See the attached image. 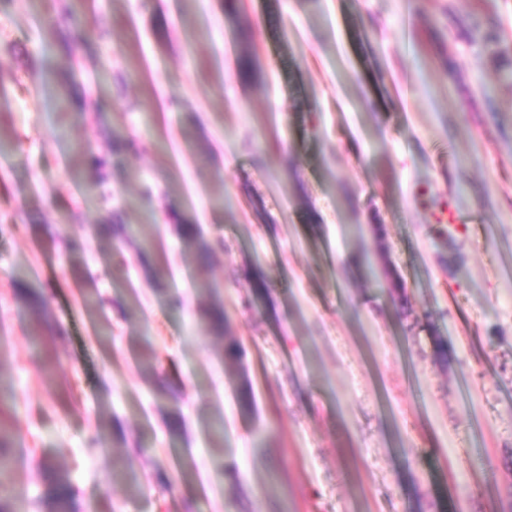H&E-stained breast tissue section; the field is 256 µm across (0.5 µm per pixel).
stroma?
<instances>
[{"label":"stroma","mask_w":512,"mask_h":512,"mask_svg":"<svg viewBox=\"0 0 512 512\" xmlns=\"http://www.w3.org/2000/svg\"><path fill=\"white\" fill-rule=\"evenodd\" d=\"M238 7L0 0L14 512H49L47 465L85 512H512V0ZM116 132L136 149L113 152ZM98 180L125 242L94 232ZM216 302L240 364L200 325ZM177 232L181 239L182 250L185 253H195L196 257L202 262L207 261L211 256L213 246L205 241L198 230L197 224L190 219L183 218L177 224Z\"/></svg>","instance_id":"obj_1"}]
</instances>
